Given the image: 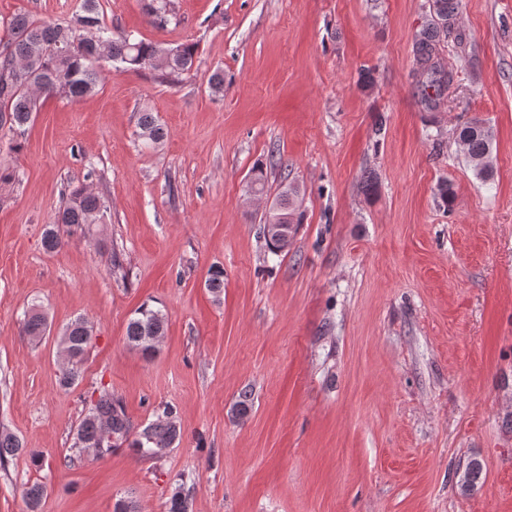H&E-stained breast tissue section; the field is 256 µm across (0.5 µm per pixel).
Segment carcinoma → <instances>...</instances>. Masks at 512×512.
I'll return each instance as SVG.
<instances>
[{"mask_svg": "<svg viewBox=\"0 0 512 512\" xmlns=\"http://www.w3.org/2000/svg\"><path fill=\"white\" fill-rule=\"evenodd\" d=\"M436 20L424 25L415 37L413 52L422 71L430 76V84L441 88L453 83V70L445 69L438 60L440 44L448 39L449 30H442L438 21L458 15V0H433ZM146 12L151 23L162 26L174 14V0H148ZM0 130L12 133L11 150L17 151V138L23 136L38 111L41 100L52 95L80 99L96 92L103 76L99 61L107 60L125 70L150 68L162 82L175 83L189 74L195 63L196 46L192 43L147 41L132 33L112 32L100 0H81L69 19H35L19 12L0 23ZM137 136L140 143L155 150L167 137L154 113H139ZM459 139L477 178L486 182L493 171V132L482 120L475 118L462 127ZM299 187L286 185L279 192L276 208L267 212L264 224L288 225L282 240L269 239L270 247L283 252L290 246L294 224L299 222L296 199ZM105 196L80 185L70 191L67 200L47 225L43 246L56 252L62 246L59 225L66 224L86 232L92 224H100L107 213ZM165 314L160 309L140 307L128 321L126 340L144 354L155 351L164 334ZM47 329L43 313L32 309L25 314L26 335L39 338ZM92 323L85 317L71 320L63 329L61 343L67 365L61 370L60 386L68 389L80 377L81 364L93 340ZM164 417L143 428L134 426L123 405L103 390L81 420L70 451L76 458L91 455L101 459L112 453L120 443L141 458L155 459L165 454L181 437L173 408L163 411ZM25 448L16 435L0 431V465L23 453ZM483 466L473 459L465 472V487L476 486L482 479ZM45 488L40 483L27 487L24 499L27 512H40Z\"/></svg>", "mask_w": 512, "mask_h": 512, "instance_id": "obj_1", "label": "carcinoma"}]
</instances>
